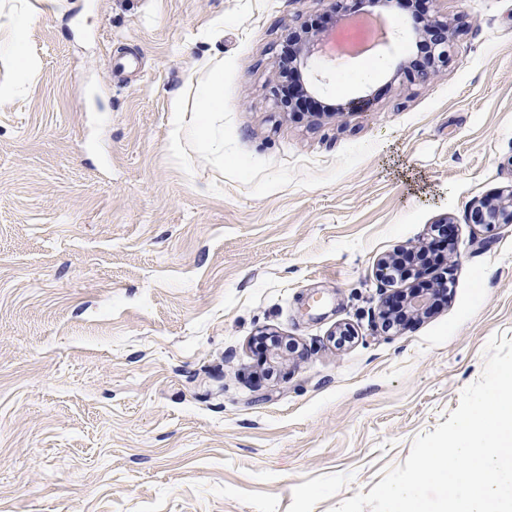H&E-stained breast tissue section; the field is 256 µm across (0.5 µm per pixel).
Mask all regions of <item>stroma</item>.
Returning <instances> with one entry per match:
<instances>
[{
  "label": "stroma",
  "instance_id": "35a3bbf8",
  "mask_svg": "<svg viewBox=\"0 0 512 512\" xmlns=\"http://www.w3.org/2000/svg\"><path fill=\"white\" fill-rule=\"evenodd\" d=\"M459 25L427 83L389 48L271 94L327 0H66L30 20L33 89L0 98V512H333L404 464L512 340V0H425ZM373 75H364L368 64ZM216 87L213 150L179 127ZM451 219L452 243L435 224ZM435 246L423 278L377 263ZM446 280L393 330L381 298ZM352 336L337 345L339 328ZM297 347L265 375L255 340ZM472 224H512V191L487 197L473 205L470 213Z\"/></svg>",
  "mask_w": 512,
  "mask_h": 512
}]
</instances>
